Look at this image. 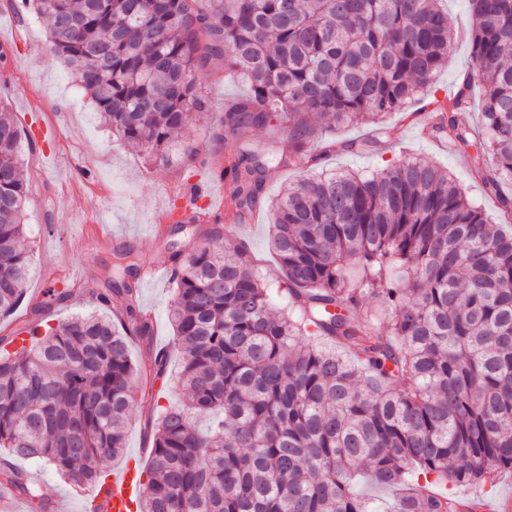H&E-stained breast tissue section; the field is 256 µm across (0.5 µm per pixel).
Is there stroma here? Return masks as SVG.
Listing matches in <instances>:
<instances>
[{
  "instance_id": "35a3bbf8",
  "label": "stroma",
  "mask_w": 512,
  "mask_h": 512,
  "mask_svg": "<svg viewBox=\"0 0 512 512\" xmlns=\"http://www.w3.org/2000/svg\"><path fill=\"white\" fill-rule=\"evenodd\" d=\"M442 6L455 37L448 46V64L429 93L387 115L389 135L378 134L373 123L363 120L337 127L335 138L355 143L356 148L322 156L316 170L369 175L409 153L448 169L468 199L494 221L498 204L488 197L482 183L472 178L469 157L448 149L453 130L444 129L434 138L424 128L422 113L430 98L453 96L464 74L472 70L466 38L471 21L468 0H443ZM48 37L42 19H19L9 0H0V105L21 119L38 112L56 133L55 138L36 142L24 153L28 186L24 222L33 238L27 295L43 298L49 289L63 288L71 279L95 288L107 287L112 280L114 252L131 251L146 271L140 283V303L153 319V344L131 342L130 355L139 362L149 357L151 349H167V370L170 375L177 374L182 358L174 347L167 315L173 294L172 257L175 252L188 251L207 226L200 223L188 233L159 236L154 232L156 218L169 208L176 189L184 186L191 168L198 165L205 168L204 180L213 199L225 209H234L219 177L226 150L238 149L246 142L280 151L288 143V129L274 122L252 129L242 141L232 137L217 140L214 132L222 122L225 104L248 93L241 76L218 60L199 74L210 108L191 114L180 132L177 162L170 166L147 162L113 135L70 72L48 55ZM300 175L297 169H271L255 215L244 217L221 241L225 248L246 244L281 307L286 306L288 295L270 246L268 218L273 202ZM180 397L167 379L156 381L151 396L130 410L124 456L106 459L105 470L122 468L130 456L148 464L151 439L145 422L156 415L158 407Z\"/></svg>"
}]
</instances>
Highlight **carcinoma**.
<instances>
[{
    "instance_id": "cac0c4a2",
    "label": "carcinoma",
    "mask_w": 512,
    "mask_h": 512,
    "mask_svg": "<svg viewBox=\"0 0 512 512\" xmlns=\"http://www.w3.org/2000/svg\"><path fill=\"white\" fill-rule=\"evenodd\" d=\"M21 0L47 18L63 61L112 129L167 160L173 136L208 101L196 74L215 59L237 69L247 97L224 107L223 138L273 120L288 124L278 167L302 178L271 208V242L288 310L245 244L219 251L208 234L178 257L168 317L182 355L181 404L148 423L152 456L140 512H379L357 477L394 494L391 512H449L448 485L482 488L512 471V230L491 223L448 170L406 157L371 176L316 175L318 132L384 117L448 63L454 32L442 0ZM473 74L443 103L434 133L472 160V176L512 221V0H469ZM484 139L471 133L473 81ZM22 129L0 108V318L26 295L30 246ZM270 171L241 146L223 176L242 213ZM140 268L119 251L112 287L67 283L33 304V318L77 294L123 310L26 326L29 345L0 337V486L47 512L53 485L11 459L47 466L88 488L123 454L129 408L166 374L153 351L135 364L130 340L151 345ZM407 280L409 288L401 287ZM374 296L388 314L376 333ZM215 415L207 432L194 419Z\"/></svg>"
}]
</instances>
